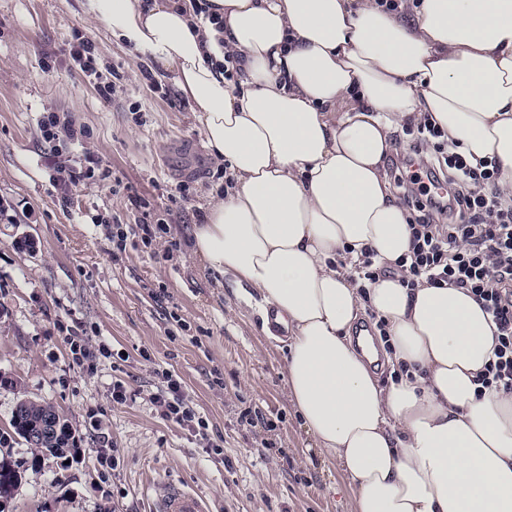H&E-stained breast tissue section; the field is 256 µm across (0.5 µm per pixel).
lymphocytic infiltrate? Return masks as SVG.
I'll use <instances>...</instances> for the list:
<instances>
[{
    "instance_id": "1",
    "label": "lymphocytic infiltrate",
    "mask_w": 512,
    "mask_h": 512,
    "mask_svg": "<svg viewBox=\"0 0 512 512\" xmlns=\"http://www.w3.org/2000/svg\"><path fill=\"white\" fill-rule=\"evenodd\" d=\"M411 218V246L396 264L403 287L420 283L467 290L496 327L481 387L512 393V203L500 192L496 161L470 163L430 120L417 122L406 151L391 160ZM152 402L158 414L206 437L207 423L165 374Z\"/></svg>"
}]
</instances>
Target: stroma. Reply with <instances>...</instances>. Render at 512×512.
I'll list each match as a JSON object with an SVG mask.
<instances>
[{
  "label": "stroma",
  "mask_w": 512,
  "mask_h": 512,
  "mask_svg": "<svg viewBox=\"0 0 512 512\" xmlns=\"http://www.w3.org/2000/svg\"><path fill=\"white\" fill-rule=\"evenodd\" d=\"M123 79L111 101L76 67V37ZM84 126L77 142H51L44 116ZM94 152L109 172L71 186L55 168ZM218 181L192 103L172 70L144 75L84 0H0V430L24 399L54 406L78 429L71 460H34L21 438L7 458L21 479L5 512H156L155 488L173 482L207 512H354L337 461L304 427L284 372L286 344L266 313L190 249ZM143 201L131 205V198ZM155 224L151 245L129 237L122 254L98 217ZM111 357L73 365L69 332ZM180 379L222 441L208 454L152 403L160 372ZM123 381L124 402L112 400ZM261 413L272 429L250 426Z\"/></svg>",
  "instance_id": "stroma-1"
}]
</instances>
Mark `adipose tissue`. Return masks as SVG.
I'll return each instance as SVG.
<instances>
[{"label":"adipose tissue","mask_w":512,"mask_h":512,"mask_svg":"<svg viewBox=\"0 0 512 512\" xmlns=\"http://www.w3.org/2000/svg\"><path fill=\"white\" fill-rule=\"evenodd\" d=\"M87 0L147 64L174 70L232 186L193 225L195 254L256 289L288 331L292 402L338 460L355 512H512V394L479 390L495 326L466 290L382 277L359 288L344 248L395 264L407 212L381 171L390 131L429 117L512 198V0ZM224 19L215 28L210 14ZM241 58L224 79L226 50ZM407 374L381 386L350 330L362 304Z\"/></svg>","instance_id":"1"}]
</instances>
